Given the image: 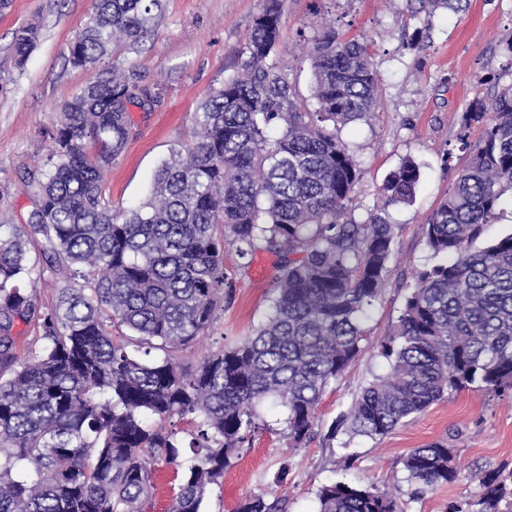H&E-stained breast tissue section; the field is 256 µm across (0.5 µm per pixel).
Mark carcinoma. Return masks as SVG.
<instances>
[{
	"label": "carcinoma",
	"instance_id": "obj_1",
	"mask_svg": "<svg viewBox=\"0 0 512 512\" xmlns=\"http://www.w3.org/2000/svg\"><path fill=\"white\" fill-rule=\"evenodd\" d=\"M408 2L429 22L461 0ZM159 6L92 0L69 49L91 76L60 106L49 153L28 172L38 200L28 223L0 235V512H146L161 462L176 467L167 512H200L235 454L270 428L267 401L285 415L284 447H306L385 287L394 240L385 209L412 201L420 179L404 161L381 206L355 218L348 203L360 168L338 131L378 107L374 41L334 30L315 41L310 109L269 62L284 0H266L239 70L195 113L192 141L162 163L142 205L113 208L104 174L127 144L130 107L145 100L106 59L138 43ZM37 37L34 26L15 31L18 60ZM502 78H484L498 90L461 113L469 161L423 224L434 263L417 273L380 344L389 371L330 426V439L341 429L382 437L465 389L512 391V234L471 248L512 189V84ZM474 126L482 134L472 144ZM227 246L242 259L261 249L279 256L269 312L251 335L185 364L234 288ZM46 277L58 283L48 304L34 290ZM18 322L36 326L22 347ZM400 461L413 496L458 475L444 440ZM480 483L478 512H512V470ZM318 501L319 512H400L395 494L373 483L333 482ZM237 512H288V501L252 493Z\"/></svg>",
	"mask_w": 512,
	"mask_h": 512
}]
</instances>
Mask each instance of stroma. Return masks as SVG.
Here are the masks:
<instances>
[{
  "instance_id": "35a3bbf8",
  "label": "stroma",
  "mask_w": 512,
  "mask_h": 512,
  "mask_svg": "<svg viewBox=\"0 0 512 512\" xmlns=\"http://www.w3.org/2000/svg\"><path fill=\"white\" fill-rule=\"evenodd\" d=\"M91 3L0 0V224L27 223L36 197L26 175L50 147L45 131L54 120L52 109L89 78L88 71L71 64L69 47ZM264 3L165 0L162 14L139 44L114 50L112 65L132 72L138 85L155 94L149 106L132 110L130 138L105 175L114 207L144 201L160 163L174 146L191 141L195 112L209 88L237 72L238 52ZM29 24L38 26L39 38L20 63L12 50L13 35ZM422 24V18L411 17L407 0L285 2L275 62L301 97H309L313 86L308 49L326 28L363 33L374 41L380 108L370 120L348 124L339 133L362 171L350 202L356 218L377 209L380 188L406 158L419 164L420 179L412 203L388 209L395 229L386 285L370 309L356 366L332 383L320 401L314 440L291 452L282 448L277 434L260 431L233 459L201 512H236L254 492L287 497L288 512H316L317 491L335 481L373 482L396 490L402 512H448L451 504L476 502L486 474L512 468V394L463 391L435 402L382 438L340 433L334 441L323 439L361 388L387 372L379 341L396 322L416 270L430 261L422 226L468 159L458 138L459 115L476 95L486 93L481 78L512 65L500 50L501 41L512 38V0H464L460 10L432 18L426 49H408L410 36ZM277 264V256L265 250L245 260L234 249L225 250L233 298L196 353L234 343L263 320ZM443 438L455 450L457 479L421 498L411 497L402 455Z\"/></svg>"
}]
</instances>
